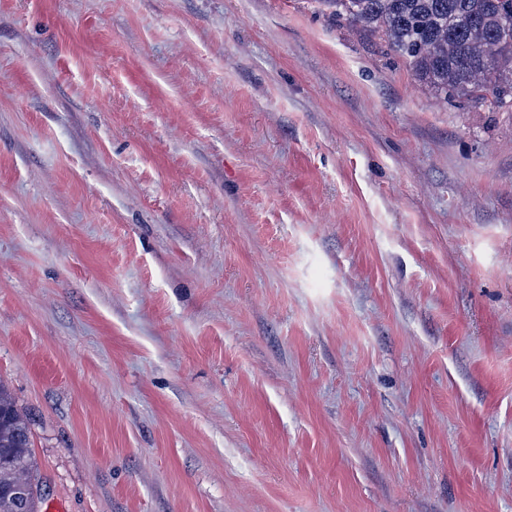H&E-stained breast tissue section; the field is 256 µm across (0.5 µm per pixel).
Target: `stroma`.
<instances>
[{
    "label": "stroma",
    "mask_w": 512,
    "mask_h": 512,
    "mask_svg": "<svg viewBox=\"0 0 512 512\" xmlns=\"http://www.w3.org/2000/svg\"><path fill=\"white\" fill-rule=\"evenodd\" d=\"M0 381L66 512H512V112L316 0H0Z\"/></svg>",
    "instance_id": "obj_1"
}]
</instances>
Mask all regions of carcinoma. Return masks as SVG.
Here are the masks:
<instances>
[{"label": "carcinoma", "instance_id": "cac0c4a2", "mask_svg": "<svg viewBox=\"0 0 512 512\" xmlns=\"http://www.w3.org/2000/svg\"><path fill=\"white\" fill-rule=\"evenodd\" d=\"M366 30L444 95L512 112V0H320ZM28 415L0 383V512H40Z\"/></svg>", "mask_w": 512, "mask_h": 512}]
</instances>
